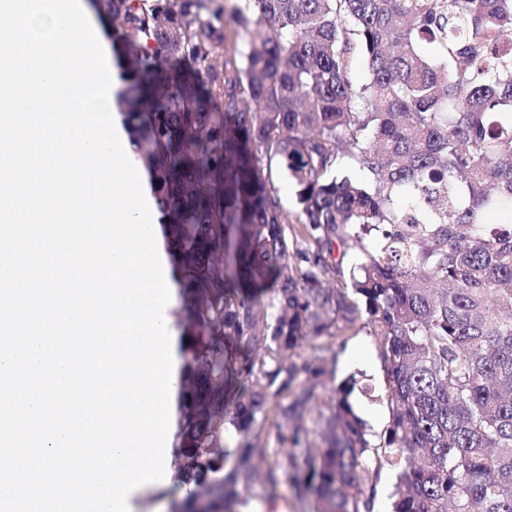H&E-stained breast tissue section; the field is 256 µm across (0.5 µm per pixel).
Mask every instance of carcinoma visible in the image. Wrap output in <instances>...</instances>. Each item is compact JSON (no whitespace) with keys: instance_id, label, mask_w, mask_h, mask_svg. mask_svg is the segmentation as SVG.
Here are the masks:
<instances>
[{"instance_id":"obj_1","label":"carcinoma","mask_w":512,"mask_h":512,"mask_svg":"<svg viewBox=\"0 0 512 512\" xmlns=\"http://www.w3.org/2000/svg\"><path fill=\"white\" fill-rule=\"evenodd\" d=\"M251 2L93 0L181 303L176 512H235L257 476L272 503L301 464L314 512H373L385 469L392 512H512V0ZM358 323L384 375L375 444L355 377L320 403L336 358L303 355ZM270 184L276 191L284 211L297 214L299 210L296 200L297 189L293 182L288 179V176L283 171L273 167ZM350 400L366 422L368 438L376 441L387 425L388 413L386 406L379 401L372 402L368 400L357 389L350 396Z\"/></svg>"}]
</instances>
